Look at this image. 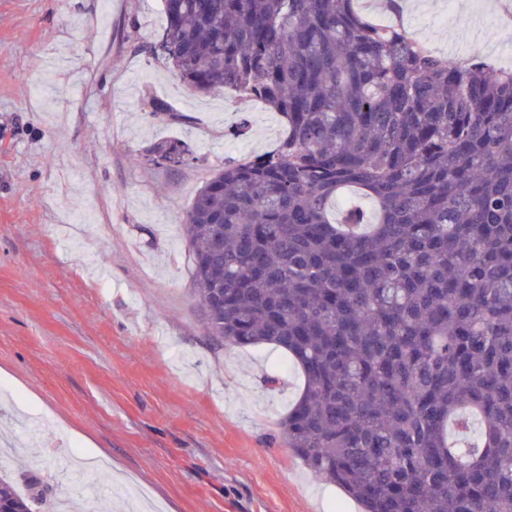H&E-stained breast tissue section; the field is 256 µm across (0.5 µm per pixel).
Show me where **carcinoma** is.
Returning <instances> with one entry per match:
<instances>
[{
  "mask_svg": "<svg viewBox=\"0 0 512 512\" xmlns=\"http://www.w3.org/2000/svg\"><path fill=\"white\" fill-rule=\"evenodd\" d=\"M162 5L188 90L286 120L186 213L202 312L224 289L207 335L288 354L285 443L363 512H512V70L451 65L354 0ZM150 154L198 160L180 140ZM349 186L374 209H333ZM34 502L0 473L4 508Z\"/></svg>",
  "mask_w": 512,
  "mask_h": 512,
  "instance_id": "1",
  "label": "carcinoma"
}]
</instances>
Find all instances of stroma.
<instances>
[{
	"label": "stroma",
	"instance_id": "35a3bbf8",
	"mask_svg": "<svg viewBox=\"0 0 512 512\" xmlns=\"http://www.w3.org/2000/svg\"><path fill=\"white\" fill-rule=\"evenodd\" d=\"M455 27L406 0L411 32L456 64L512 47L496 11ZM161 0H0V439L48 503L81 512H362L285 448L301 376L268 346L205 334L185 215L214 168L264 133L250 100L191 94L150 51ZM183 114H148L145 94ZM247 120L246 136L231 125ZM183 140L195 162L157 165ZM281 374L268 390L262 379Z\"/></svg>",
	"mask_w": 512,
	"mask_h": 512
}]
</instances>
